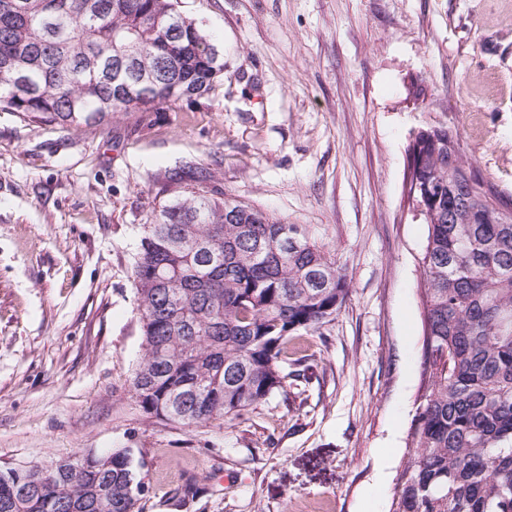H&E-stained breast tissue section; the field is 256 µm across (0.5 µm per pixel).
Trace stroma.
<instances>
[{
  "label": "stroma",
  "mask_w": 512,
  "mask_h": 512,
  "mask_svg": "<svg viewBox=\"0 0 512 512\" xmlns=\"http://www.w3.org/2000/svg\"><path fill=\"white\" fill-rule=\"evenodd\" d=\"M182 2L224 56L207 99L69 130L0 109V468L130 448L138 512H388L422 371L406 150L448 127L512 196V0ZM187 164L305 225L352 284L285 390L192 426L130 392L133 257Z\"/></svg>",
  "instance_id": "35a3bbf8"
}]
</instances>
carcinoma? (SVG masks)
<instances>
[{
  "label": "carcinoma",
  "instance_id": "cac0c4a2",
  "mask_svg": "<svg viewBox=\"0 0 512 512\" xmlns=\"http://www.w3.org/2000/svg\"><path fill=\"white\" fill-rule=\"evenodd\" d=\"M224 58L180 0H0V107L62 129L114 112L204 99ZM460 135H413L409 208L427 237L423 382L389 512H512V198L458 156ZM204 167L166 177L182 197L144 225L132 266L143 412L196 425L285 389L288 342L320 333L351 293L299 224L210 189ZM0 469V512H136L145 462L131 448ZM108 481L111 498L98 494ZM29 489V506L13 492Z\"/></svg>",
  "mask_w": 512,
  "mask_h": 512
}]
</instances>
